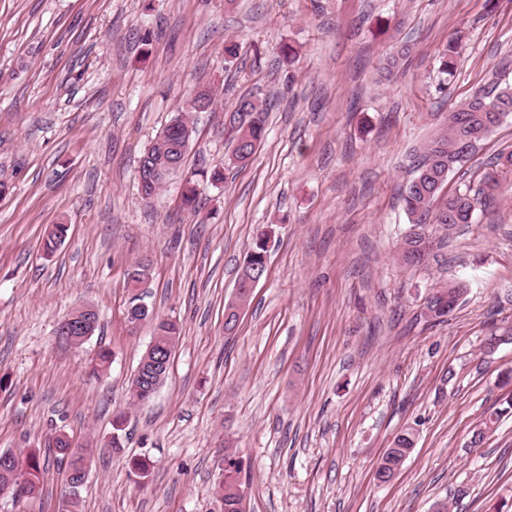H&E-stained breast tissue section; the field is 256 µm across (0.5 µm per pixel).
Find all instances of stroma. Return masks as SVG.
<instances>
[{"mask_svg": "<svg viewBox=\"0 0 512 512\" xmlns=\"http://www.w3.org/2000/svg\"><path fill=\"white\" fill-rule=\"evenodd\" d=\"M456 39L442 93L438 56ZM499 78L512 81V0H0V450L23 456L58 431L92 449L81 512H220L228 448L246 512H431L445 498L450 512H512V414L472 443L512 396L496 382L512 340L486 345L512 327V192L473 223L424 225L423 265L397 257L410 227L400 189L424 144ZM202 89L215 102L190 113L181 169L144 199L139 158ZM244 94L267 102V133L228 170L224 114ZM508 153L512 116L448 189ZM220 167L223 182L200 181L197 211L184 209L185 177ZM53 224L68 232L49 255ZM261 235L266 274L225 334L236 269ZM138 262L150 310L182 326L144 404L127 392L153 335L127 322ZM458 280L467 294L433 322L427 294ZM84 304L98 327L74 346L56 328ZM102 349L112 364L96 377ZM119 415L115 453L104 444ZM408 426L415 448L379 484ZM65 481L50 460L38 493L0 497V512H63Z\"/></svg>", "mask_w": 512, "mask_h": 512, "instance_id": "35a3bbf8", "label": "stroma"}]
</instances>
